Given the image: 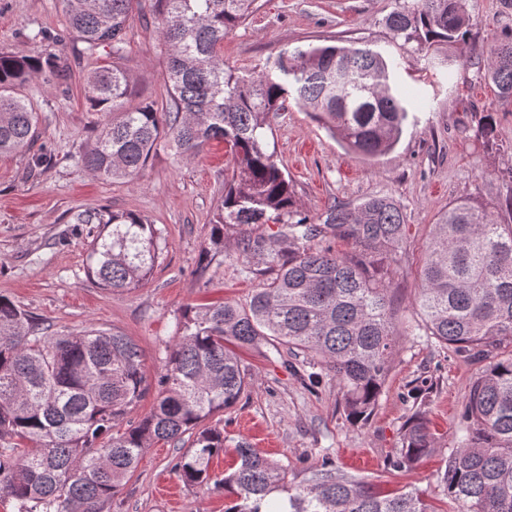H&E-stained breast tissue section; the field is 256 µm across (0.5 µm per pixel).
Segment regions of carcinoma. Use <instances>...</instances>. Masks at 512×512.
<instances>
[{"label":"carcinoma","instance_id":"obj_1","mask_svg":"<svg viewBox=\"0 0 512 512\" xmlns=\"http://www.w3.org/2000/svg\"><path fill=\"white\" fill-rule=\"evenodd\" d=\"M465 0H395L385 17L392 38L419 54L438 42L466 39ZM69 29L93 52L121 51L135 0H61ZM166 50V111L146 103L123 108L131 93L115 63L84 79L92 109L112 116L97 128L80 165L103 180L137 176L166 143L197 155L208 142L229 148L233 165L212 220L208 251H224V228L243 233L242 251L259 256L265 277L245 304L188 307L177 321L153 411L131 418L148 387L144 351L124 333L83 329L59 333L35 323L0 296V498L17 512H101L155 443L192 437L175 464L187 485H211L233 496L224 512H434L419 494H383L336 474L322 458L304 483L288 467L239 442L224 476L209 472L224 453V429L204 425L234 406L250 377L229 348L266 346L302 358L289 372L312 384L332 376L352 421L368 419L399 353L397 337L422 333L485 368L463 407L457 447L442 481L463 512H512V224L494 222L489 207L456 200L433 225L418 273L420 321L395 318L390 272L408 224L399 202L372 196L334 205L319 224L301 215L288 174L270 148L274 116L292 99L365 159L389 151L408 118L396 60L369 47L309 45L280 53L258 72L224 65V38L258 0H152ZM52 52H0V155L19 153L37 137V115L20 90L60 71ZM485 77L497 101L512 103V38L486 58ZM496 110L483 115L477 136L496 140ZM72 224H100L87 267L107 290H131L159 258V233L132 212L84 210ZM267 224L278 225L272 234ZM343 241L349 251L324 245ZM423 413L403 429L389 460L412 467L435 448Z\"/></svg>","mask_w":512,"mask_h":512}]
</instances>
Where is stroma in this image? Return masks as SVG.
<instances>
[{"mask_svg":"<svg viewBox=\"0 0 512 512\" xmlns=\"http://www.w3.org/2000/svg\"><path fill=\"white\" fill-rule=\"evenodd\" d=\"M394 0H259V8L224 41V62L245 71L263 70L282 51L309 43L342 40L387 52L400 63L399 81L415 103L395 148L372 160L349 152L296 103L274 124L278 163L292 181L302 214L324 217L334 204L354 205L390 195L404 208L407 237L391 273L401 324L418 322L417 275L433 223L461 197L487 203L501 224H512V104L499 103L484 80L471 47L490 50L512 33V0H466L472 26L465 42L434 46L422 58L393 42L384 19ZM150 0H142L127 22L120 56L110 48L86 54L67 29L59 0H0V51L32 55L61 38L64 77L35 79L24 89L39 116L33 152L51 157L44 169H29L27 153L0 155V295L53 330L116 329L143 349L150 386L136 410L150 413L160 389L176 322L189 306L245 302L262 282V260L244 256L242 236L224 235V251L207 270L198 267L209 243L211 220L224 195L231 156L221 142L183 158L159 146L137 177L110 182L88 174L78 162L92 127L105 122L82 94L86 74L112 60L127 71L132 94L127 107L145 102L165 107L166 58ZM51 39L36 41L38 31ZM454 82H447V73ZM498 112V142L477 136L488 108ZM31 151V152H32ZM108 208L147 216L160 233V257L147 281L131 291L100 288L86 274V260L99 232L95 224H73L77 210ZM399 354L368 420L354 423L344 410L334 378L310 385L291 375L276 352L242 351L252 383L238 403L215 414L224 429V455L210 471L223 474L239 442L287 465L301 482L329 457L338 474L385 490H416L441 512H458L441 476L456 446L460 417L481 364L435 342L402 336ZM422 411L437 435L435 450L406 471L390 458L400 446L404 424ZM188 442L147 448L134 475L102 512H224V495L184 484L174 469Z\"/></svg>","mask_w":512,"mask_h":512,"instance_id":"stroma-1","label":"stroma"}]
</instances>
